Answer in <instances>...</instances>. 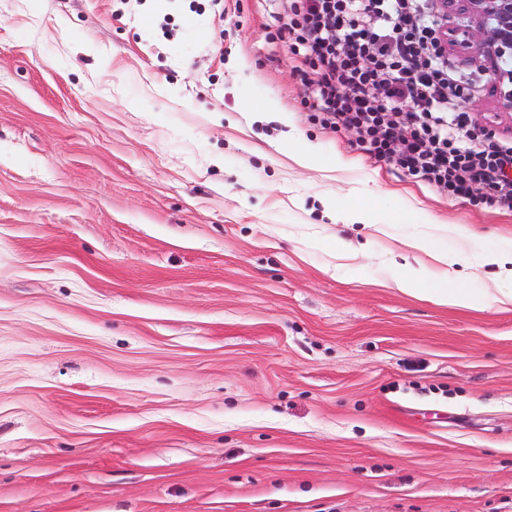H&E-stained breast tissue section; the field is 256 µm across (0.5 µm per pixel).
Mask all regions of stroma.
<instances>
[{"mask_svg":"<svg viewBox=\"0 0 512 512\" xmlns=\"http://www.w3.org/2000/svg\"><path fill=\"white\" fill-rule=\"evenodd\" d=\"M294 66L273 0H0V512H512V309L386 283L420 236L483 287L512 211L323 128Z\"/></svg>","mask_w":512,"mask_h":512,"instance_id":"stroma-1","label":"stroma"}]
</instances>
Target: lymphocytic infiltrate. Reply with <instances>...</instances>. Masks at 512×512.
Instances as JSON below:
<instances>
[{
    "label": "lymphocytic infiltrate",
    "mask_w": 512,
    "mask_h": 512,
    "mask_svg": "<svg viewBox=\"0 0 512 512\" xmlns=\"http://www.w3.org/2000/svg\"><path fill=\"white\" fill-rule=\"evenodd\" d=\"M279 35L310 70L302 104L354 132L372 158L444 195L486 188L512 211V141L484 143L446 51L434 0H278Z\"/></svg>",
    "instance_id": "lymphocytic-infiltrate-1"
}]
</instances>
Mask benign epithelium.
<instances>
[{"label": "benign epithelium", "instance_id": "1", "mask_svg": "<svg viewBox=\"0 0 512 512\" xmlns=\"http://www.w3.org/2000/svg\"><path fill=\"white\" fill-rule=\"evenodd\" d=\"M447 11H463L471 19V25L455 28L442 35L443 47L450 53L468 55L473 52L474 27L485 30L486 38L478 49L489 65V73L497 82L509 80L508 73L498 67V60L512 57V0H443Z\"/></svg>", "mask_w": 512, "mask_h": 512}]
</instances>
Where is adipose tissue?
Listing matches in <instances>:
<instances>
[{
    "mask_svg": "<svg viewBox=\"0 0 512 512\" xmlns=\"http://www.w3.org/2000/svg\"><path fill=\"white\" fill-rule=\"evenodd\" d=\"M435 267L392 271L391 283L402 294L427 299L443 307L490 309L512 306V249L487 254L485 263L502 266L504 285L467 288L455 285L454 262L447 253L434 252Z\"/></svg>",
    "mask_w": 512,
    "mask_h": 512,
    "instance_id": "ef3b65f1",
    "label": "adipose tissue"
}]
</instances>
